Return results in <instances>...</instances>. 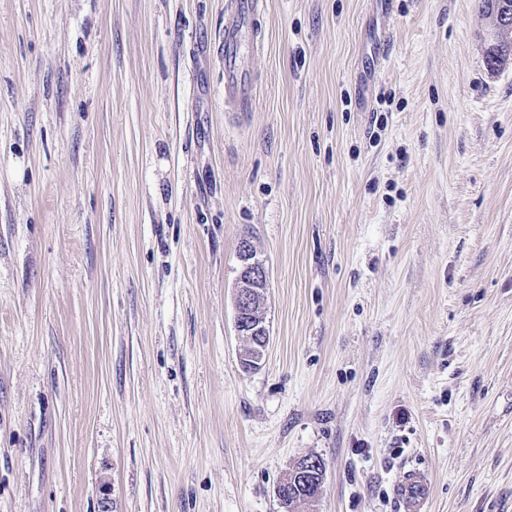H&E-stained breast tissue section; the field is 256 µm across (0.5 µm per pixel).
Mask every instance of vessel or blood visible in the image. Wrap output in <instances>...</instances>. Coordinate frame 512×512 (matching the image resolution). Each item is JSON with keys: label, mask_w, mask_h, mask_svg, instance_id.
Instances as JSON below:
<instances>
[{"label": "vessel or blood", "mask_w": 512, "mask_h": 512, "mask_svg": "<svg viewBox=\"0 0 512 512\" xmlns=\"http://www.w3.org/2000/svg\"><path fill=\"white\" fill-rule=\"evenodd\" d=\"M265 9V0H226L224 6V106L243 111L252 104L254 83L243 65L248 41L256 40L257 20ZM430 476L425 470L406 471L394 493L402 512H429Z\"/></svg>", "instance_id": "1"}]
</instances>
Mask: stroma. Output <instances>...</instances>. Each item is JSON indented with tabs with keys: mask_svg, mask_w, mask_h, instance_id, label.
<instances>
[{
	"mask_svg": "<svg viewBox=\"0 0 512 512\" xmlns=\"http://www.w3.org/2000/svg\"><path fill=\"white\" fill-rule=\"evenodd\" d=\"M0 0V512H512V63L476 0ZM272 337L244 369L238 247ZM264 10V0L225 2L224 107L229 111H244L252 105L254 83L243 65V55L249 40L257 42V20ZM431 477L425 470L412 468L394 487L402 512H428L431 501ZM283 486H288V495L285 497L284 501L281 502L287 512L288 508L297 503L312 502V497L316 494V489L311 491L309 488L303 486L299 480L297 483L293 482L288 484V472L279 484L278 488Z\"/></svg>",
	"mask_w": 512,
	"mask_h": 512,
	"instance_id": "35a3bbf8",
	"label": "stroma"
}]
</instances>
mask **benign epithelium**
I'll return each mask as SVG.
<instances>
[{"label": "benign epithelium", "mask_w": 512, "mask_h": 512, "mask_svg": "<svg viewBox=\"0 0 512 512\" xmlns=\"http://www.w3.org/2000/svg\"><path fill=\"white\" fill-rule=\"evenodd\" d=\"M492 44L512 47V18L501 15L493 21ZM240 271L234 292L235 330L244 341L261 342L257 354L244 359L249 369H256L266 356L270 342V324L263 316H256L255 309L263 304L269 288V272L261 260L253 256L249 241L244 240L238 251Z\"/></svg>", "instance_id": "1"}]
</instances>
